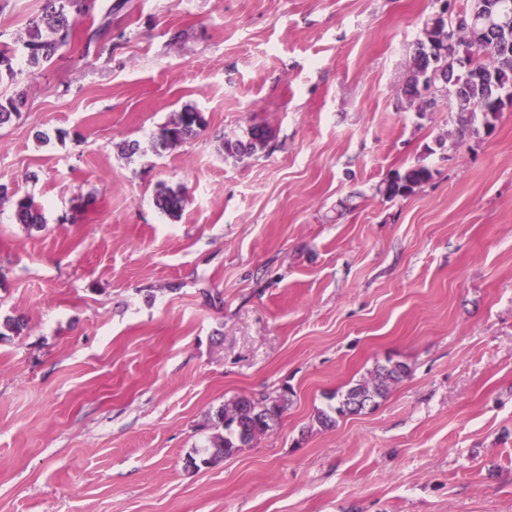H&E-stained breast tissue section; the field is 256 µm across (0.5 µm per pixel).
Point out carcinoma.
Returning a JSON list of instances; mask_svg holds the SVG:
<instances>
[{
	"label": "carcinoma",
	"instance_id": "1",
	"mask_svg": "<svg viewBox=\"0 0 512 512\" xmlns=\"http://www.w3.org/2000/svg\"><path fill=\"white\" fill-rule=\"evenodd\" d=\"M92 9L88 0H45L42 13L31 19L28 39L23 43L28 64L36 68L49 61L75 37L73 20ZM111 21L85 31L84 51L98 45ZM483 35L489 46L473 53L472 44ZM404 109L424 116L445 101L453 103L456 133L462 135L476 120L491 129L501 112L512 106V0H466L461 12L448 18L428 19L408 60V74L401 89ZM25 93L0 98V126L21 114ZM205 127V117L196 107L184 106L167 122L161 132V145L175 148L196 136ZM272 138L270 129L251 126L243 135L224 137V158L242 162L263 152ZM432 177L424 165L395 172L378 187V193L392 200L406 197ZM13 199V218L18 224L38 226L43 219L39 207L28 196L8 194L0 189V198ZM187 204L185 190L166 184L159 186L156 207L176 219ZM410 368L399 362L378 364L370 377L357 381L338 396L336 405L318 414L324 428L335 426L337 418L360 413L376 406L391 386L408 376ZM288 405L284 393L259 398L242 396L224 405L212 424V433L204 451L188 459V466L199 469L234 455L258 437L273 430Z\"/></svg>",
	"mask_w": 512,
	"mask_h": 512
}]
</instances>
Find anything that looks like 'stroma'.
Instances as JSON below:
<instances>
[{"label": "stroma", "mask_w": 512, "mask_h": 512, "mask_svg": "<svg viewBox=\"0 0 512 512\" xmlns=\"http://www.w3.org/2000/svg\"><path fill=\"white\" fill-rule=\"evenodd\" d=\"M42 4L0 0V42ZM439 8L96 0L50 62L16 50L0 186L44 224L0 204V319L26 324L0 343V512H512V108L462 138L402 108ZM187 104L205 129L153 151ZM256 125L268 148L225 159ZM418 163L413 195L377 193ZM389 359L411 372L377 407L317 423ZM282 389L273 431L187 467L208 414ZM187 204L185 190L181 187H172L160 184L156 197V207L166 216L176 219L181 216ZM6 187H1V199H13V218L18 224L27 226H38L42 224L43 219L39 207L29 196H19L17 192L8 196Z\"/></svg>", "instance_id": "35a3bbf8"}]
</instances>
